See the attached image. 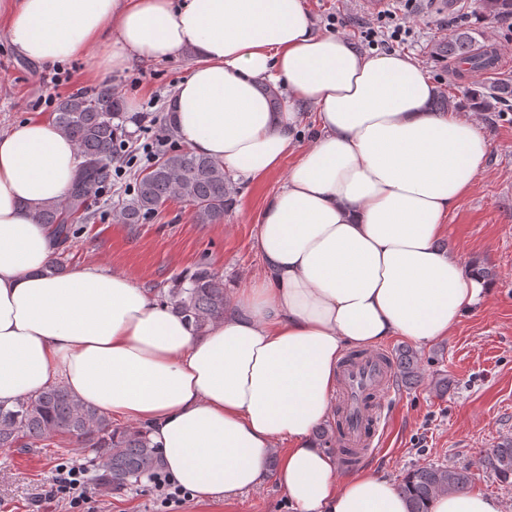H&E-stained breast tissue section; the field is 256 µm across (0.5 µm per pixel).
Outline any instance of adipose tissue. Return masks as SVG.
<instances>
[{"label": "adipose tissue", "instance_id": "adipose-tissue-1", "mask_svg": "<svg viewBox=\"0 0 512 512\" xmlns=\"http://www.w3.org/2000/svg\"><path fill=\"white\" fill-rule=\"evenodd\" d=\"M9 37L36 64L97 48L104 73L192 52L168 104L188 151L244 180L287 174L256 218L262 271L199 332L126 273L50 272L55 238L35 215L64 199L77 152L43 119L0 134V403L64 384L147 430L200 503L259 487L274 455L294 512H408L393 482L339 476L312 431L346 348L429 343L491 297L437 245L486 168L474 114L433 111L437 85L410 54L317 30L303 0H14ZM307 107L318 133L284 166ZM429 512L503 505L445 490Z\"/></svg>", "mask_w": 512, "mask_h": 512}]
</instances>
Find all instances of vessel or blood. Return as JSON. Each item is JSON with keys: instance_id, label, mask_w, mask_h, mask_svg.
Here are the masks:
<instances>
[{"instance_id": "obj_1", "label": "vessel or blood", "mask_w": 512, "mask_h": 512, "mask_svg": "<svg viewBox=\"0 0 512 512\" xmlns=\"http://www.w3.org/2000/svg\"><path fill=\"white\" fill-rule=\"evenodd\" d=\"M392 377L385 357L375 354L344 367L341 372L343 443L359 456L372 452L385 422V397L392 390Z\"/></svg>"}]
</instances>
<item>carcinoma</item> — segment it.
<instances>
[{
    "mask_svg": "<svg viewBox=\"0 0 512 512\" xmlns=\"http://www.w3.org/2000/svg\"><path fill=\"white\" fill-rule=\"evenodd\" d=\"M477 11L489 21L512 20V0H475ZM483 31L465 28L447 41L432 46L438 57L455 58L471 69L493 65L492 56L481 52ZM512 97V84L500 83L484 93L470 90L466 99L488 111L493 103ZM121 102L112 87L82 90L63 98L55 112L54 124L74 142L81 169L60 203L42 208L36 219L54 226L59 244L67 243L73 222L88 218L90 199L97 189L109 185L112 143L122 129ZM235 189L224 166L210 157L186 150L168 149L136 182L135 193L126 202L121 219L137 224L167 200L178 198L190 205L198 224H218L233 203ZM167 298L198 331L224 318L228 298L224 277L200 266L189 277L179 278L169 288ZM396 378L411 385L419 376V357L403 348L395 358ZM57 436H69L93 455L98 480L120 493L150 477L159 464L157 445L140 427L112 426L95 407L80 403L64 387L51 385L35 396L7 407L0 403V448H47ZM479 463L504 486L512 485V438L494 445ZM471 473L466 466L428 464L408 470L399 488L407 495L409 512H428L431 499L442 490L467 493Z\"/></svg>",
    "mask_w": 512,
    "mask_h": 512,
    "instance_id": "carcinoma-1",
    "label": "carcinoma"
}]
</instances>
